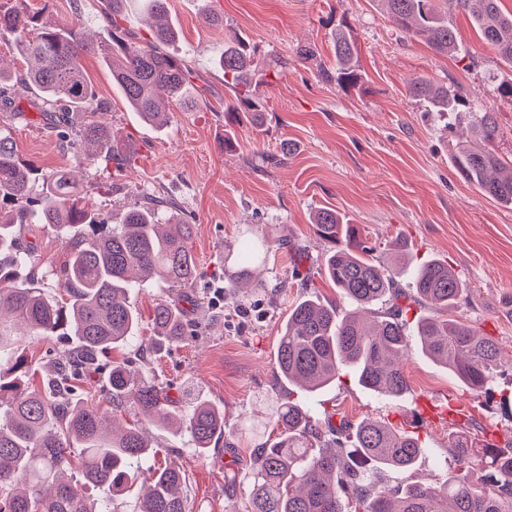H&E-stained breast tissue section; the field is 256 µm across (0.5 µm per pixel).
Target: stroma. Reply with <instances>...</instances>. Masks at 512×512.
Instances as JSON below:
<instances>
[{
    "instance_id": "35a3bbf8",
    "label": "stroma",
    "mask_w": 512,
    "mask_h": 512,
    "mask_svg": "<svg viewBox=\"0 0 512 512\" xmlns=\"http://www.w3.org/2000/svg\"><path fill=\"white\" fill-rule=\"evenodd\" d=\"M41 13L50 24L78 23L95 42L110 44L112 31L102 19L105 0H0ZM171 21L181 31L176 48L194 71L204 96L189 106L170 105L167 126L147 124L118 94L101 53L82 59L98 96L108 109L97 116L113 134L136 147V159L102 170L84 160L46 126L13 121L22 158L45 171L67 169L101 219L120 223L124 213L147 198L171 202L172 214L195 227L192 252L199 287L223 288L224 302L211 298L187 305L197 326L191 338L160 353L130 344L113 352L154 383L169 387L178 409L189 412L203 398L224 410V435L208 456L194 453L187 431L144 427L153 444L188 475L189 512H247V477L252 451L277 430V407L294 400L313 415L333 411L352 422L381 418L411 428V415L430 407L434 416L418 426L426 452L395 483L442 484L454 464L448 446L450 401L467 403L472 434L495 431L512 437V424L488 409L483 398L464 388L448 370L420 350L405 362L410 390L402 398L379 396L344 375L321 391L289 386L276 369L277 344L288 311L312 293L335 303L339 314L350 307L322 272L327 244L312 222L322 208L335 210L357 225L367 246L387 262L386 244L405 242L414 262L444 261L466 291L456 318L480 327L499 343L503 359L512 358V208L487 197L456 171L455 140L446 116L425 111L410 97L408 82L427 77L461 89L473 104L496 113V151L512 158V104L498 95L500 82L512 79V65L479 38L461 12L449 20L470 49L468 57L436 54L426 43L405 36L375 0H169ZM224 17L217 29L204 20ZM349 34L358 58L361 83L344 88L323 77L333 68L334 35ZM248 36L271 67L279 71L264 93L268 112L262 126L241 117L233 126L235 146L224 147V73L215 62L225 37ZM314 50L311 59L300 56ZM289 153L280 163L264 161ZM265 241L268 252L258 264L259 288L225 280L224 259L237 256L243 240ZM288 240L281 248L279 240ZM22 244L32 246L33 265L49 288L70 244L47 226L24 225ZM305 249L302 279L292 272L293 250Z\"/></svg>"
}]
</instances>
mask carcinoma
Returning a JSON list of instances; mask_svg holds the SVG:
<instances>
[{"label": "carcinoma", "instance_id": "obj_1", "mask_svg": "<svg viewBox=\"0 0 512 512\" xmlns=\"http://www.w3.org/2000/svg\"><path fill=\"white\" fill-rule=\"evenodd\" d=\"M399 29L423 39L437 53L465 55L448 14L463 12L481 40L512 64V14L499 0H380ZM105 18L112 27V47L102 48L112 80L131 108L152 123L161 122L166 103H185L190 65L170 50L177 31L166 16V0H149L150 38L122 25L125 0H108ZM9 34L27 68L14 73L0 67V112L24 114L1 85L20 82L33 89L31 106L71 146L85 145L90 161L121 167L134 152L111 129L78 112L105 108L87 78L83 55L96 51L79 25L47 24L41 16L0 5V35ZM336 68L327 75L341 85L359 81L352 42L334 40ZM224 70V119L238 122L246 113L262 124L267 100L259 87L270 66L259 46L237 35L219 54ZM410 96L427 112L448 114V131L466 120L469 138L453 154L457 172L487 196L512 205V160L493 148L496 113L471 103L459 89L418 77L408 83ZM152 199L134 205L106 233L97 229L99 213L79 195L65 171L42 173L17 153L12 129L0 127V512H119L135 474L148 489L136 512H186V474L177 464L158 465V449L148 443L142 423L185 425L194 451L207 454L224 435V412L196 403L179 418L174 399L163 387L142 378L126 360L105 366L101 356L138 339L141 316L131 306L138 282L155 277L173 291L195 287L193 225L163 224ZM46 224L76 242L59 272L63 294L50 292L29 269L31 247L22 246L17 228ZM317 234L329 244L324 273L340 297L367 312L339 316L333 303L316 295L297 301L288 311L277 347V372L289 382L317 391L349 369L365 388L400 398L410 389L402 360L413 344L447 368L468 390L484 398L512 422V366L505 369L492 336L451 319L465 288L439 260L414 273L409 289L399 288L393 270L369 256L359 231L344 224L336 211L316 212ZM263 250L248 244L228 266L239 283L252 277ZM437 314L410 328L411 307ZM152 347L195 335L178 304L161 299L152 315ZM20 336L67 342L50 364L36 369L17 353ZM103 374L99 398L83 397V384ZM133 406L141 417L125 427L112 419ZM324 413V427L302 406L288 401L276 411L278 434L252 454L247 512H512V440L499 443L495 433L477 438L451 435L455 468L440 486L383 481L388 470L411 468L424 452L419 436L402 427L366 418L351 424Z\"/></svg>", "mask_w": 512, "mask_h": 512}]
</instances>
